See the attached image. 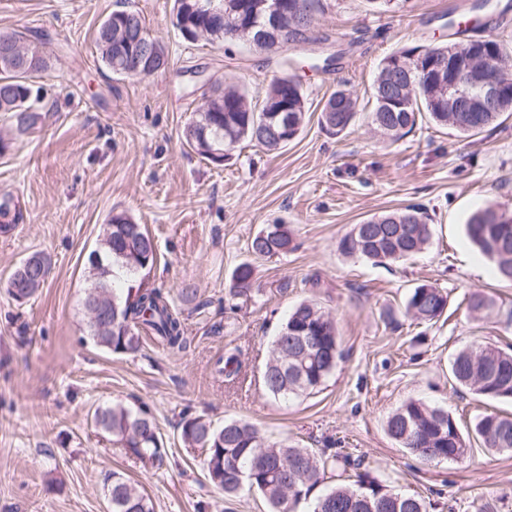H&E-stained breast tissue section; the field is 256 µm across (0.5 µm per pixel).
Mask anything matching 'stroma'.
I'll return each mask as SVG.
<instances>
[{"label":"stroma","mask_w":512,"mask_h":512,"mask_svg":"<svg viewBox=\"0 0 512 512\" xmlns=\"http://www.w3.org/2000/svg\"><path fill=\"white\" fill-rule=\"evenodd\" d=\"M173 4L0 0V31L47 33L53 49L33 82L43 99L34 131L0 155V196L22 213L15 231L0 233V512H109V470L140 481L154 512H268L261 493L228 501L207 480L200 454L181 441L187 413L218 425L243 419L316 455L336 444L385 488L425 497L431 512H512V453L487 450L473 431L479 414L512 413V402L448 376L457 350L512 344V284L465 233L486 203L512 210V117L468 138L425 119L393 143L374 132L368 105L379 65L400 49L491 37L512 52V0H410L396 13L368 0H327L313 43L275 53L188 43ZM120 6L165 44L164 72L118 77L104 67L94 36ZM330 54V70L312 67L311 58ZM284 71L309 106L288 146L243 144L217 165L186 145L184 126L205 92L239 82L259 101ZM340 88L357 95L359 112L334 136L319 117ZM413 203L432 226L423 253L389 265L341 254L353 225ZM122 212L156 243L158 261L141 282L169 293L186 327L183 351L147 339L138 354H112L89 337L88 257L103 224ZM276 223L292 229L293 249L253 258V237ZM35 252L50 273L34 296L16 300L7 279ZM244 262L254 269L253 293L232 308L225 294ZM475 265L484 275L472 273ZM423 283L448 293L434 323L405 314L410 290ZM476 290L495 301L483 320L467 310ZM304 300L335 319L344 359L323 386L286 403L265 392L259 374L279 324ZM234 348L243 368L228 382L213 363ZM412 398L448 410L466 459L425 463L388 436L387 415ZM113 403L149 409L163 437L161 463L143 465L93 427V411Z\"/></svg>","instance_id":"obj_1"}]
</instances>
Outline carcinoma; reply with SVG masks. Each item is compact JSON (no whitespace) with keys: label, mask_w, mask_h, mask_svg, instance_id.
I'll list each match as a JSON object with an SVG mask.
<instances>
[{"label":"carcinoma","mask_w":512,"mask_h":512,"mask_svg":"<svg viewBox=\"0 0 512 512\" xmlns=\"http://www.w3.org/2000/svg\"><path fill=\"white\" fill-rule=\"evenodd\" d=\"M259 0H230L224 21L217 23L196 8L197 0H175V26L179 32L203 33L214 42L255 38L254 9ZM298 15L299 29L288 41L301 45L310 40L314 13L324 10V0H286ZM23 48V56L0 53V112L8 114L9 137L0 136V154L12 141L31 133L38 119L37 98L32 82L48 67L46 55L28 42L26 33L13 30ZM145 44L137 68H143L149 54L168 57L166 47L146 30L136 13L113 11L100 25L96 44L105 67L116 76L124 62L125 44L134 40ZM473 53L475 79L488 80L498 87L492 105L478 99L479 89L466 96L448 97V46L428 45L403 48L380 64L372 86L371 124L383 136L397 141L413 131L423 115L441 125H450L463 135H476L512 112V65L504 44L496 39H479L461 44L460 55ZM492 58L499 68L485 70L479 59ZM306 99L298 80L292 76L271 80L265 98L253 101L247 89L230 84L214 88L204 105L195 110L184 128V137L204 159L213 150L229 155L242 141L254 142L268 151L278 150L301 131ZM357 98L347 89L337 90L321 112V124L340 134L355 119ZM467 236L482 254L495 263V275L512 282V212L496 203L475 211L466 224ZM431 225L424 209L408 205L375 216L354 226L339 242V249L376 264L404 260L425 250L431 239ZM293 241L286 224H268L251 241L257 257H272L288 251ZM29 260L35 269L24 275L15 272L8 282L12 297L29 298L44 284L49 264L41 255ZM157 263V247L145 226L120 213L103 225L97 249L89 258L87 287L83 302H88L95 287L110 295L112 326L100 330L89 326L90 337L99 348L114 354H135L142 336L153 338L170 350L185 347V325L173 308L169 295L160 288H128L125 297L112 289L114 269L130 275L150 271ZM253 270L242 263L232 274L230 299H248L252 294ZM448 296L443 289L428 284L413 288L405 313L429 323L446 311ZM495 301L482 291L468 298V311L484 317ZM342 359L336 323L316 302L297 304L282 323L271 342L270 355L262 374L268 394L279 400L296 399L320 387ZM217 371L229 381L242 370L241 353L236 351L216 361ZM454 381L489 399L512 400V348L496 345L460 349L450 362ZM95 428L112 437L113 444L125 448L143 463L162 460L163 440L147 408L137 411L122 405L99 407L94 411ZM388 436L401 448L423 461L462 460L468 448L455 419L448 411L421 400L411 399L392 413L385 423ZM181 440L185 447L204 455L209 482L234 497L243 489L256 490L267 500L270 512H290L297 503L326 479V473L339 467L356 470L351 484H338L321 494L312 512H427L425 500L415 495L394 493L360 471L348 453L324 448L316 457L304 448L269 441L251 423L231 420L216 426L202 415L181 418ZM474 432L485 447L498 452L512 451V414L495 411L476 417ZM111 512H154L146 491L128 475L108 471L103 475Z\"/></svg>","instance_id":"1"}]
</instances>
